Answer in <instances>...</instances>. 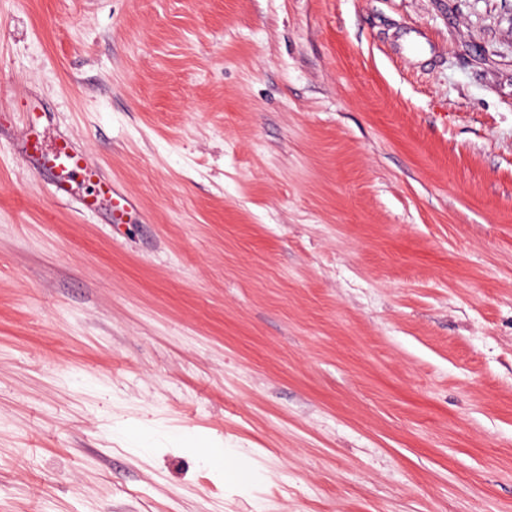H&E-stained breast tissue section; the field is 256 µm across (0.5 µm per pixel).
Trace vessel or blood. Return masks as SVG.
<instances>
[{"label":"vessel or blood","instance_id":"obj_1","mask_svg":"<svg viewBox=\"0 0 512 512\" xmlns=\"http://www.w3.org/2000/svg\"><path fill=\"white\" fill-rule=\"evenodd\" d=\"M22 157L36 172L54 173L53 194L57 199H70L76 186L81 185L86 189L82 198L85 207L97 206L104 198L108 199L112 208L119 211L133 205L128 195L103 182L98 169L68 139H58L49 150L44 149L41 138L28 139Z\"/></svg>","mask_w":512,"mask_h":512}]
</instances>
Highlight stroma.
Wrapping results in <instances>:
<instances>
[{"mask_svg": "<svg viewBox=\"0 0 512 512\" xmlns=\"http://www.w3.org/2000/svg\"><path fill=\"white\" fill-rule=\"evenodd\" d=\"M0 512H512V0H0ZM23 159L41 174L51 171L55 175L53 194L58 200H68L75 188L81 184L87 190L81 204L95 207L108 196L110 206L119 211L133 208L132 199L102 181L98 169L78 152L68 139L59 138L50 151L43 147L39 136L28 139L24 144Z\"/></svg>", "mask_w": 512, "mask_h": 512, "instance_id": "35a3bbf8", "label": "stroma"}]
</instances>
